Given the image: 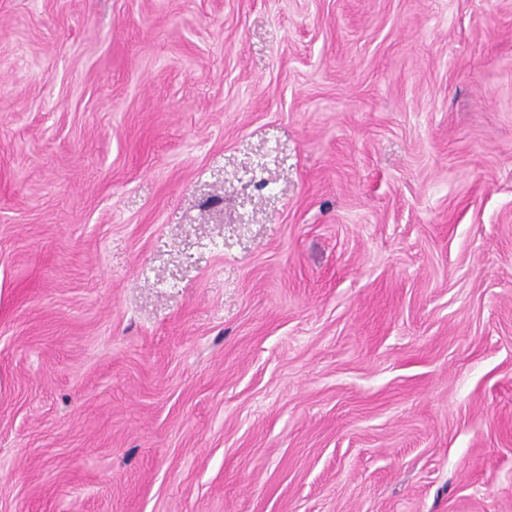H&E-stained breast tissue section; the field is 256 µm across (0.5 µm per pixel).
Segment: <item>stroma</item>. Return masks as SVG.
Returning <instances> with one entry per match:
<instances>
[{
    "mask_svg": "<svg viewBox=\"0 0 512 512\" xmlns=\"http://www.w3.org/2000/svg\"><path fill=\"white\" fill-rule=\"evenodd\" d=\"M0 512H512V0H0Z\"/></svg>",
    "mask_w": 512,
    "mask_h": 512,
    "instance_id": "1",
    "label": "stroma"
}]
</instances>
